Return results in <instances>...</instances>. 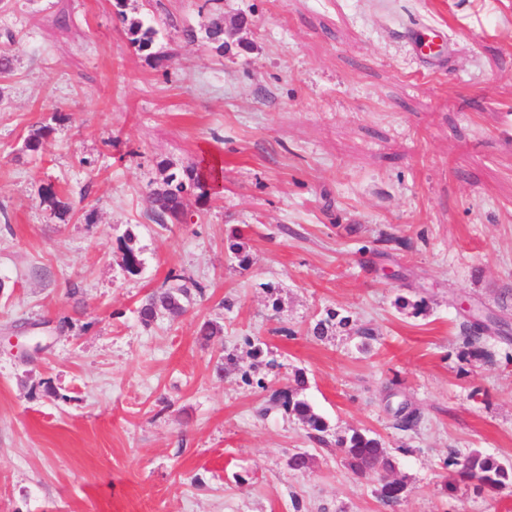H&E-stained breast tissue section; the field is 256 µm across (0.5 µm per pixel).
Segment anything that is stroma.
<instances>
[{
	"instance_id": "1",
	"label": "stroma",
	"mask_w": 512,
	"mask_h": 512,
	"mask_svg": "<svg viewBox=\"0 0 512 512\" xmlns=\"http://www.w3.org/2000/svg\"><path fill=\"white\" fill-rule=\"evenodd\" d=\"M216 13L248 20L221 54L182 35ZM1 50L0 512H512L448 465L512 461V0H0ZM207 157L221 188L154 220L164 166ZM173 275L185 313L143 325ZM330 310L349 327L314 336ZM472 314L499 332L470 344ZM298 372L323 440L268 403ZM355 430L396 506L337 447ZM130 41L136 45L139 50H149L154 42L156 30L153 26L142 20L133 21L128 26ZM339 448H343L345 457L348 461L352 473L358 477L369 475V471L376 465L381 468V497L388 505L397 504L400 501V495H392L385 492L387 472L392 469L391 461L387 451L383 448L381 441L374 436L359 431H353L348 437H342L337 440Z\"/></svg>"
}]
</instances>
